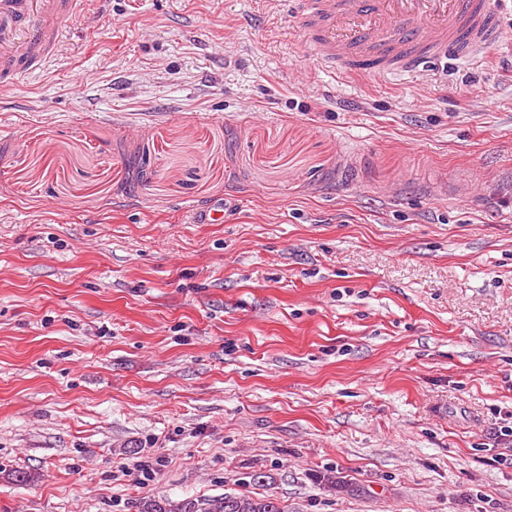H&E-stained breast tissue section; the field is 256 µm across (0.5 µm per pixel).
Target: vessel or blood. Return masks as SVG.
<instances>
[{"mask_svg":"<svg viewBox=\"0 0 512 512\" xmlns=\"http://www.w3.org/2000/svg\"><path fill=\"white\" fill-rule=\"evenodd\" d=\"M511 0H277L302 23L324 64L349 62L375 78L425 75L435 61L502 42ZM86 0H0V90L43 69L73 33Z\"/></svg>","mask_w":512,"mask_h":512,"instance_id":"1","label":"vessel or blood"}]
</instances>
